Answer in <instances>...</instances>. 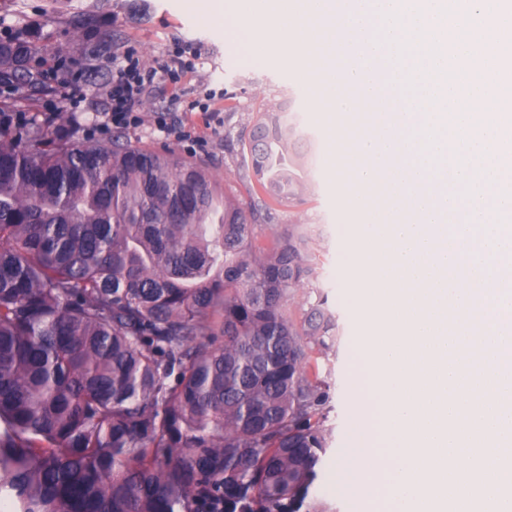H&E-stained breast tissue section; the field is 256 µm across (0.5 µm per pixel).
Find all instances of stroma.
I'll list each match as a JSON object with an SVG mask.
<instances>
[{"instance_id":"stroma-1","label":"stroma","mask_w":512,"mask_h":512,"mask_svg":"<svg viewBox=\"0 0 512 512\" xmlns=\"http://www.w3.org/2000/svg\"><path fill=\"white\" fill-rule=\"evenodd\" d=\"M21 35L39 49L47 88L15 90L14 121L49 120L54 132L73 139L107 143L123 137L128 144L170 150L202 165L222 188L242 186L230 151L249 128L247 115L270 103L290 104L299 117L301 144L312 154V192L299 214L316 243L328 305L337 316L340 343L327 368L334 410L333 439L317 487L334 512H363L356 494L336 488L337 462L354 437L358 395L352 374L357 357L360 310L348 297L347 267L352 249L348 226L355 217L338 192L331 145L323 117L313 110L315 86L299 55H273L263 61L236 59L237 39L228 23L205 21L191 0H0V38ZM135 50L145 68L155 70L137 107L139 125H112V68L125 51ZM184 65L177 78L162 67L175 57ZM74 93L79 106L66 100ZM183 121L206 141L199 148L157 131L155 120Z\"/></svg>"}]
</instances>
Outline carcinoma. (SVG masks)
Wrapping results in <instances>:
<instances>
[{
    "label": "carcinoma",
    "mask_w": 512,
    "mask_h": 512,
    "mask_svg": "<svg viewBox=\"0 0 512 512\" xmlns=\"http://www.w3.org/2000/svg\"><path fill=\"white\" fill-rule=\"evenodd\" d=\"M39 48L0 40V85ZM0 100V499L12 512H331L335 352L306 203L272 104L231 155L246 195L172 152L90 143ZM271 243L256 245L257 229ZM308 289L301 317L291 310Z\"/></svg>",
    "instance_id": "1"
}]
</instances>
